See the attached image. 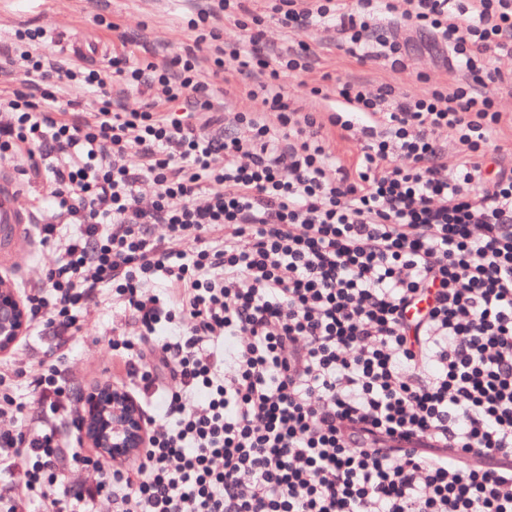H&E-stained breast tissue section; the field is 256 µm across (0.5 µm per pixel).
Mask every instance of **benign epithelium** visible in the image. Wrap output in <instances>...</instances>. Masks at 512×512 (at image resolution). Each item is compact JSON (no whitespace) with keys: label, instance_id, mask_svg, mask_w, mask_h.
<instances>
[{"label":"benign epithelium","instance_id":"obj_1","mask_svg":"<svg viewBox=\"0 0 512 512\" xmlns=\"http://www.w3.org/2000/svg\"><path fill=\"white\" fill-rule=\"evenodd\" d=\"M25 306L9 279L0 276V354L12 349L27 329ZM80 442L100 450L102 457L119 465L138 457L147 443L144 413L122 386H101L82 398L73 421Z\"/></svg>","mask_w":512,"mask_h":512}]
</instances>
